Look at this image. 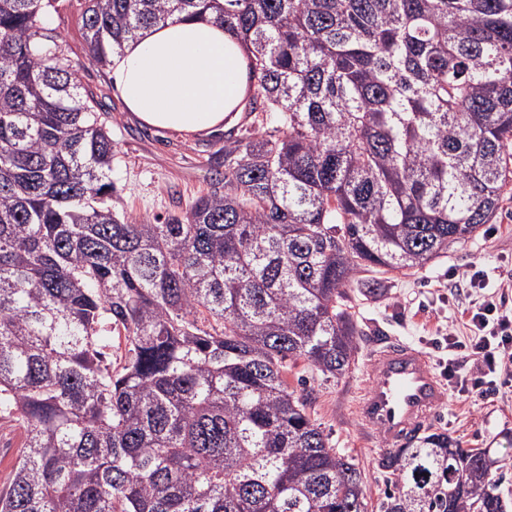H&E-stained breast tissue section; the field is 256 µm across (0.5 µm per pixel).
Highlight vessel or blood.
<instances>
[{
    "label": "vessel or blood",
    "instance_id": "obj_1",
    "mask_svg": "<svg viewBox=\"0 0 512 512\" xmlns=\"http://www.w3.org/2000/svg\"><path fill=\"white\" fill-rule=\"evenodd\" d=\"M372 381L357 404L364 425L392 446L420 430L444 404L447 391L426 356L410 344L375 351Z\"/></svg>",
    "mask_w": 512,
    "mask_h": 512
}]
</instances>
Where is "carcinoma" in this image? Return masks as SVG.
<instances>
[{
  "label": "carcinoma",
  "instance_id": "carcinoma-1",
  "mask_svg": "<svg viewBox=\"0 0 512 512\" xmlns=\"http://www.w3.org/2000/svg\"><path fill=\"white\" fill-rule=\"evenodd\" d=\"M64 2L0 0V418L27 433L0 512H368L284 362L343 376L356 276L492 221L512 0H84L101 69L140 30L215 12L246 48L247 112L276 114L225 134L224 172L155 223L112 208L105 113L46 25ZM383 467L380 512L512 509L505 459L445 433Z\"/></svg>",
  "mask_w": 512,
  "mask_h": 512
}]
</instances>
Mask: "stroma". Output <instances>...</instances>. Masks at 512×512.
Instances as JSON below:
<instances>
[{"mask_svg":"<svg viewBox=\"0 0 512 512\" xmlns=\"http://www.w3.org/2000/svg\"><path fill=\"white\" fill-rule=\"evenodd\" d=\"M52 24L64 36L70 64L82 83L102 90L117 155L112 180L117 211L140 219L163 218L189 208L210 187L215 170L224 167V134L190 136L143 125L128 112L112 83L110 71L90 64L84 42L80 6L71 0ZM487 271L491 286H504L512 307V197L503 196L490 224L470 239L454 244L444 256L420 269L384 274L386 292L371 298L350 290L349 304L363 335L348 371L325 378L307 360H290L284 377L291 389L311 396V418L340 453L358 465L369 512H379L389 475L381 462L383 441L361 421L356 403L371 381L373 351L388 339L421 350L434 371L448 358V331L467 333L461 316L470 288L465 278L472 268ZM428 432L446 433L464 448H489L506 459L499 490L512 500V386L486 397H465L449 390L446 403L431 418Z\"/></svg>","mask_w":512,"mask_h":512,"instance_id":"stroma-1","label":"stroma"}]
</instances>
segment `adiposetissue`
<instances>
[{
	"mask_svg": "<svg viewBox=\"0 0 512 512\" xmlns=\"http://www.w3.org/2000/svg\"><path fill=\"white\" fill-rule=\"evenodd\" d=\"M109 69L140 122L188 135L223 129L242 110L249 85L240 40L209 14L141 30L111 56Z\"/></svg>",
	"mask_w": 512,
	"mask_h": 512,
	"instance_id": "1",
	"label": "adipose tissue"
}]
</instances>
